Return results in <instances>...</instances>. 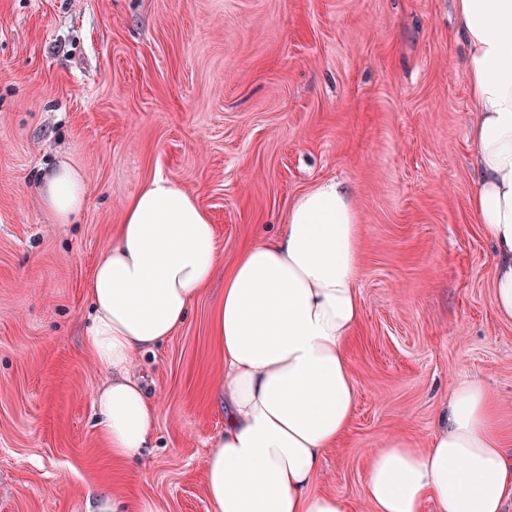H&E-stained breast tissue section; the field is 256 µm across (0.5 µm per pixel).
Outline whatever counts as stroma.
I'll return each instance as SVG.
<instances>
[{
    "label": "stroma",
    "mask_w": 512,
    "mask_h": 512,
    "mask_svg": "<svg viewBox=\"0 0 512 512\" xmlns=\"http://www.w3.org/2000/svg\"><path fill=\"white\" fill-rule=\"evenodd\" d=\"M470 119L452 0H0V512H89L98 491L209 512L223 276L136 360L159 408L142 462L94 428L86 284L158 173L208 211L224 269L314 185L350 194L357 406L315 491L361 512L372 451L394 434L425 447L461 377L492 392L512 444V322L469 206ZM62 161L86 187L69 224L38 194Z\"/></svg>",
    "instance_id": "1"
}]
</instances>
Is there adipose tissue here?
<instances>
[{"instance_id": "ef3b65f1", "label": "adipose tissue", "mask_w": 512, "mask_h": 512, "mask_svg": "<svg viewBox=\"0 0 512 512\" xmlns=\"http://www.w3.org/2000/svg\"><path fill=\"white\" fill-rule=\"evenodd\" d=\"M453 5L467 46L470 207L495 252L494 309L512 321V0ZM39 192L63 224L86 200L81 174L65 163L42 175ZM218 264L207 212L158 175L127 205L92 271L86 343L108 374L92 395L94 421L127 463L151 446L158 417L133 362L177 331ZM359 267L357 214L340 184L325 182L225 272L210 325L222 357L214 398L224 407L204 461L211 512H349L312 487L356 407L348 344L362 318ZM428 502L437 512H504L512 502V447L480 381L454 383L427 447L393 435L368 460L365 512H422Z\"/></svg>"}]
</instances>
